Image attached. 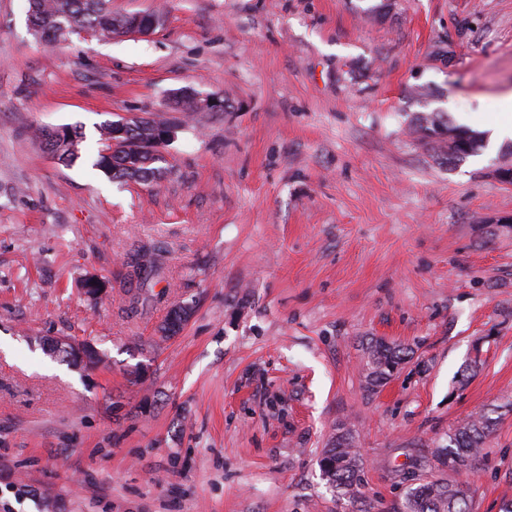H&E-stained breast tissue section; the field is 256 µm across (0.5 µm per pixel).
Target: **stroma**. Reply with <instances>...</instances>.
<instances>
[{"label": "stroma", "instance_id": "obj_1", "mask_svg": "<svg viewBox=\"0 0 512 512\" xmlns=\"http://www.w3.org/2000/svg\"><path fill=\"white\" fill-rule=\"evenodd\" d=\"M147 36L41 44L0 0V512H343L319 459L351 428L364 494L400 471L512 499V139L452 162L411 90L480 140L512 91V0H111ZM192 87L225 112L169 111ZM176 125L157 185L93 166L101 125ZM80 127L59 163L40 130ZM477 155V156H478ZM160 257L141 283L134 253ZM104 278L90 306L85 274ZM189 305L161 339L170 310ZM408 346L365 390L361 344ZM59 339L107 358L75 366ZM479 368L463 376L474 348ZM478 470L436 458L489 403Z\"/></svg>", "mask_w": 512, "mask_h": 512}]
</instances>
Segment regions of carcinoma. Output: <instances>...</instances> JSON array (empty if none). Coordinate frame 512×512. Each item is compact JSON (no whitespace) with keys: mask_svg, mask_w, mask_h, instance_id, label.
<instances>
[{"mask_svg":"<svg viewBox=\"0 0 512 512\" xmlns=\"http://www.w3.org/2000/svg\"><path fill=\"white\" fill-rule=\"evenodd\" d=\"M28 17L33 35L48 46L58 45L73 35L88 31L92 35L123 37L133 33L132 16L114 15L109 0H29ZM178 112H209L211 108L190 88L179 91L173 101ZM168 125L149 117L126 120L124 133L116 134L112 124L100 126L101 149L95 167L113 179L138 184H152L162 177L156 166V149L165 143ZM422 136L432 138L448 134V156L463 158L480 148L479 141L441 122L438 112L425 114L420 126ZM82 132L75 127L46 129L40 132L41 148L58 161L70 165L81 157ZM134 274L145 281L163 273L161 264L147 253L136 255ZM189 316L179 307L171 311L163 330L176 334ZM367 367L366 388L383 386L407 361L410 351L400 344L385 345L370 338L362 346ZM498 407L471 414L450 428L446 443L439 446L437 458L450 470H469L478 466L483 450L494 434ZM323 478L335 493L346 512H366L363 502V462L352 430L342 428V434L332 437L319 460ZM408 489L397 505L396 512H473L474 491L468 483L445 481L428 475L404 477Z\"/></svg>","mask_w":512,"mask_h":512,"instance_id":"obj_1","label":"carcinoma"}]
</instances>
